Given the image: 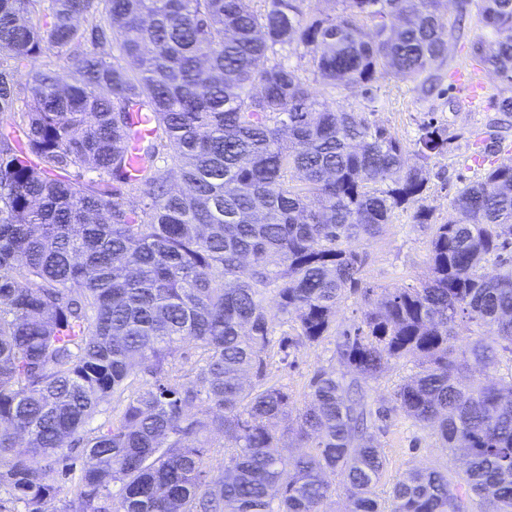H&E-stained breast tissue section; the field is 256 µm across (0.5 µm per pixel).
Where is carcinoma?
I'll list each match as a JSON object with an SVG mask.
<instances>
[{"mask_svg":"<svg viewBox=\"0 0 512 512\" xmlns=\"http://www.w3.org/2000/svg\"><path fill=\"white\" fill-rule=\"evenodd\" d=\"M303 2L0 0V512H45L63 491L61 512H512V385L461 376L512 356V160L436 224L421 201L448 127L407 143L309 85L345 98L450 75L448 0H330L320 16ZM471 2V54L502 85L481 156L512 115V0ZM411 207L428 278L337 331L362 288L353 242ZM290 321L283 353L335 336L342 367L317 371L295 414L267 380ZM409 358L393 407L456 469H411L383 498L365 386ZM283 420L304 452L283 454Z\"/></svg>","mask_w":512,"mask_h":512,"instance_id":"obj_1","label":"carcinoma"}]
</instances>
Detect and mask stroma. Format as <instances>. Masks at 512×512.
Here are the masks:
<instances>
[{
	"instance_id": "stroma-1",
	"label": "stroma",
	"mask_w": 512,
	"mask_h": 512,
	"mask_svg": "<svg viewBox=\"0 0 512 512\" xmlns=\"http://www.w3.org/2000/svg\"><path fill=\"white\" fill-rule=\"evenodd\" d=\"M487 87L486 99L478 108H471L459 88L441 85L425 91L406 81L385 79L378 81L374 100L361 93L350 94L348 101L369 112L371 121L411 141L417 138L419 127L427 115L446 122L454 139L447 155L430 161L427 189L423 203L433 213L435 223L447 222L452 216L451 201L465 184L481 179L483 167L474 165L472 134L484 128L493 110L491 98L498 96L499 79L490 72H482ZM429 232L415 224L412 210L396 211L390 224L384 225L380 236L371 242L358 243L359 251L368 255L363 280L374 293L393 288L416 285L428 270ZM335 340L290 350L282 354L278 346H271L267 374L269 378L287 386L293 409H301L309 393V382L321 368L335 366ZM375 437L383 449L388 468L382 488L399 478L407 469L433 464L448 465V452L419 424L398 412L377 420Z\"/></svg>"
}]
</instances>
